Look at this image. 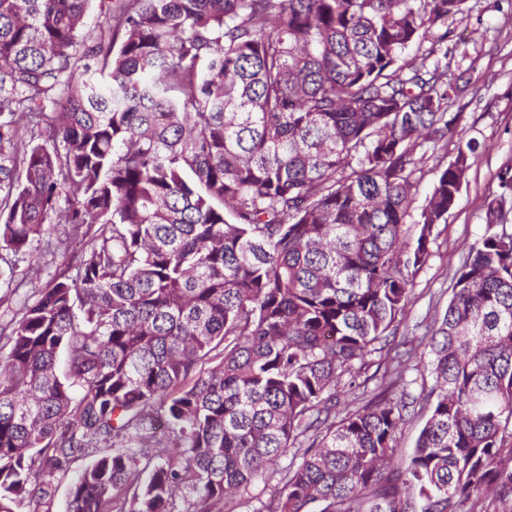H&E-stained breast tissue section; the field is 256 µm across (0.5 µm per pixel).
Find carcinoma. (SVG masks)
Masks as SVG:
<instances>
[{
	"instance_id": "cac0c4a2",
	"label": "carcinoma",
	"mask_w": 512,
	"mask_h": 512,
	"mask_svg": "<svg viewBox=\"0 0 512 512\" xmlns=\"http://www.w3.org/2000/svg\"><path fill=\"white\" fill-rule=\"evenodd\" d=\"M94 1L110 23L87 37ZM466 12L0 0V261L67 259L0 296V512H40L63 480L66 512L512 503V164L447 308L392 351L484 148L457 144L408 237L417 149L447 142L469 83L444 63ZM382 352L397 374L420 357L432 387L366 375Z\"/></svg>"
}]
</instances>
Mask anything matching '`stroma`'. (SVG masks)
<instances>
[{
  "mask_svg": "<svg viewBox=\"0 0 512 512\" xmlns=\"http://www.w3.org/2000/svg\"><path fill=\"white\" fill-rule=\"evenodd\" d=\"M465 18H449V69H470L471 82L454 97L449 113L460 120L448 144L427 150L421 165L419 196H426L434 174L453 160L459 140L485 142L469 169L461 194L445 222L438 224L434 255L415 279V296L398 332L414 335L415 326L444 312L454 268L463 249L483 233L486 204L499 192L496 173L512 160V0H467Z\"/></svg>",
  "mask_w": 512,
  "mask_h": 512,
  "instance_id": "35a3bbf8",
  "label": "stroma"
}]
</instances>
